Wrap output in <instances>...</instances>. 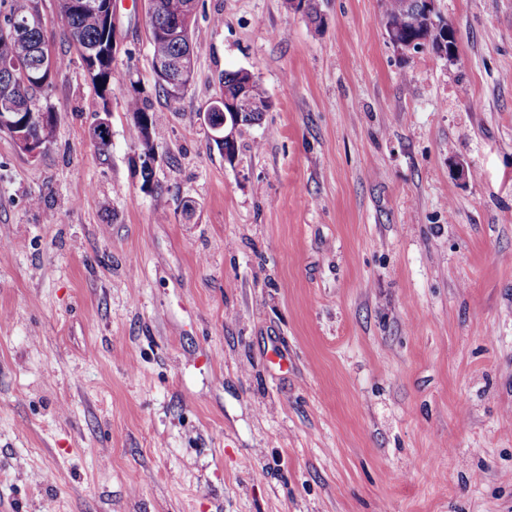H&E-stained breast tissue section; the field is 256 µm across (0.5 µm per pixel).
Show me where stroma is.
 <instances>
[{"instance_id":"stroma-1","label":"stroma","mask_w":512,"mask_h":512,"mask_svg":"<svg viewBox=\"0 0 512 512\" xmlns=\"http://www.w3.org/2000/svg\"><path fill=\"white\" fill-rule=\"evenodd\" d=\"M16 4L68 64L50 147L0 133V512H512V0H436L450 59L382 0H198L178 100L115 0L104 151L58 0ZM221 83L224 88V97L226 101H234L237 97L232 106L233 111L231 112L232 114L230 119L226 113L220 112V114H224V121L217 126H213V123H211V113H213L212 110L216 106L215 102L221 100V97L219 96L213 101L207 112L203 113V118L206 125L208 124L212 131L216 132L211 133L213 138L218 141L226 140L218 142L209 137L211 141L210 143H212L216 149L224 155V158L227 161L231 162L235 159L238 151V140L236 136L240 130V118L242 115L246 114L243 116L242 126L257 124L261 121L264 112H257L262 110V107L253 99L266 103L265 112L269 111L271 102L263 85L252 73L248 71L239 70L224 73V76H222L220 81V84ZM243 89H245L253 99L242 91ZM126 105L128 112L133 116L142 152L145 149H151L150 134L154 127L162 120V115L159 112L153 111L148 102L138 96H130L127 99Z\"/></svg>"}]
</instances>
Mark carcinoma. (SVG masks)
<instances>
[{"instance_id": "obj_1", "label": "carcinoma", "mask_w": 512, "mask_h": 512, "mask_svg": "<svg viewBox=\"0 0 512 512\" xmlns=\"http://www.w3.org/2000/svg\"><path fill=\"white\" fill-rule=\"evenodd\" d=\"M112 0H59V9L67 11V28L70 41L79 42L85 47L94 48L93 55L81 57L92 83L100 98L98 122L90 129L92 140L102 149H108L111 136L99 132L100 121L109 114V99L114 78V59L110 54L112 26L106 22ZM161 11L148 17L150 33L151 61L180 58L193 52L190 31L175 32L172 22L183 13L187 0H159ZM303 11L316 27L323 25L315 0H298L295 11ZM384 19L388 31L402 42L415 41L417 44H429L431 48L442 51L454 46L453 27L437 14L425 11V0H384ZM46 45L41 23L31 22V27L16 37L0 34V116L6 112V104L15 106V113L8 115L14 120L19 112H46L47 121L40 127V136L48 143L52 142L57 116L48 106L40 104L47 98L53 86L54 74L39 71L43 83L33 84L25 89L20 85L14 72L6 68L7 64H28L37 68L39 55ZM225 100H235L237 94L245 90L254 99L271 107L270 99L263 85L255 76L245 70L226 72L221 78ZM127 110L134 119V126L142 149L150 148L151 131L162 120V115L152 110L147 101L131 96L126 102Z\"/></svg>"}]
</instances>
